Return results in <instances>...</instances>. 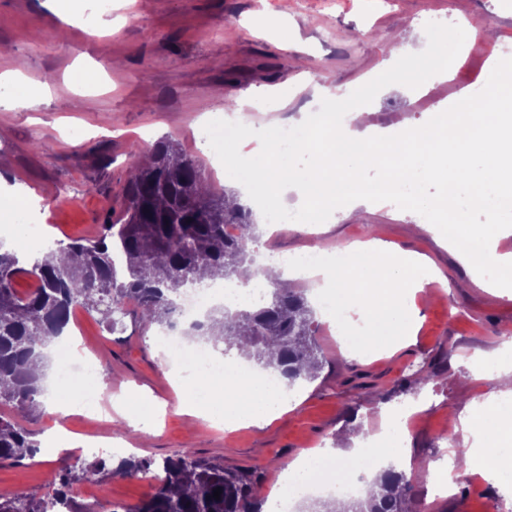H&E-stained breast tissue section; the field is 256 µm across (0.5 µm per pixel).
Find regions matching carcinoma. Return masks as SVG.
I'll use <instances>...</instances> for the list:
<instances>
[{"label": "carcinoma", "instance_id": "obj_1", "mask_svg": "<svg viewBox=\"0 0 512 512\" xmlns=\"http://www.w3.org/2000/svg\"><path fill=\"white\" fill-rule=\"evenodd\" d=\"M228 224L237 225L240 234H226ZM254 229L252 211L210 190L198 160L165 137L133 161L121 216L98 238L49 248L29 268L20 265L18 254L0 252V405L12 409L11 417L0 416V461L32 457L39 447L21 421L33 415L35 397L46 391L50 359L43 348L63 333L74 306L103 315L112 329L114 314L129 306L144 328L171 329L177 325L175 296L200 282L201 271L243 281L254 275L249 248L256 241ZM22 274L37 280L24 296L14 288ZM271 288L255 307H213L183 333L196 340L220 338L224 350L237 349L260 368L280 374L292 389L314 381L322 368L319 324L303 289L277 283ZM151 466L128 456L112 470L98 457L77 474L62 470L59 485L50 491L0 496V512H56L62 503L67 512H78L70 494L73 480L138 478ZM154 480L153 493L126 512H261L246 474L198 458L191 448L164 459ZM375 485L366 497L341 500V512H406L413 485L403 473L388 468Z\"/></svg>", "mask_w": 512, "mask_h": 512}]
</instances>
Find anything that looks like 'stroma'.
<instances>
[{"instance_id": "35a3bbf8", "label": "stroma", "mask_w": 512, "mask_h": 512, "mask_svg": "<svg viewBox=\"0 0 512 512\" xmlns=\"http://www.w3.org/2000/svg\"><path fill=\"white\" fill-rule=\"evenodd\" d=\"M58 0H0V74L22 69L42 88L39 103L15 107L13 87L0 84V198L27 191L41 196L29 223L41 225L52 245L101 235L115 219L135 155L169 136L203 165L214 189L224 174L206 147V113L233 112L249 93L286 89L287 100L259 109L257 127L286 125L313 105L320 84L349 93L385 70L394 48L423 51L426 23L456 24L467 47L447 82L426 81L418 94L382 89L363 128L421 124L449 102L444 84L461 90L484 82L501 43H512V0H112L93 26L64 25ZM414 215L394 206L342 211L311 233L284 224L258 227V253L292 252L318 240L327 250L357 240L430 258L441 272L435 289L416 297L420 322L412 342L395 355L352 359L335 333L318 336L327 361L297 406L264 429L224 431L182 414L166 363L153 349L154 329L135 313L108 330L98 313L84 312L70 337L88 355L106 361L99 398L139 391L165 413L148 446L137 447L123 419L102 412L52 416L41 412L24 426L42 440L61 424L74 449L46 461L43 453L0 464V494L45 489L62 467L80 460L87 442L134 445L140 459L161 463L190 447L228 469L251 472L257 499L274 492L284 469L302 452L323 446L348 453L353 440L377 427L390 404L418 406L409 420L410 448L397 468L411 478L416 499L430 512H492L495 490L483 475L459 478L450 494L437 493L419 464L438 457L459 414L497 388L477 373L473 357L500 348L512 329V298L478 288L469 270L428 231L410 232ZM77 494H96L121 512L154 490L150 478L74 483Z\"/></svg>"}]
</instances>
